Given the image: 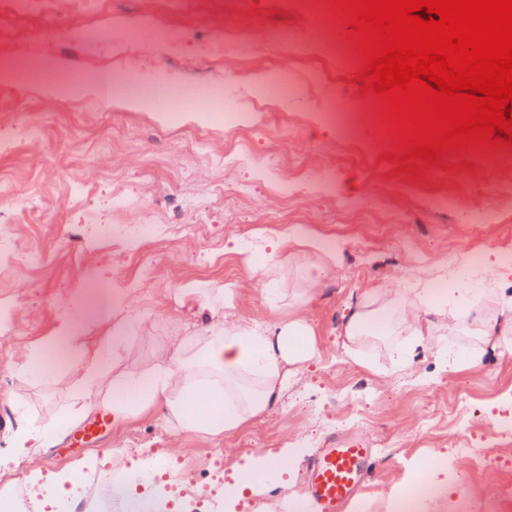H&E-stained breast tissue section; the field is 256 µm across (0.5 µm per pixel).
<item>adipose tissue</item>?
<instances>
[{
    "label": "adipose tissue",
    "instance_id": "1",
    "mask_svg": "<svg viewBox=\"0 0 512 512\" xmlns=\"http://www.w3.org/2000/svg\"><path fill=\"white\" fill-rule=\"evenodd\" d=\"M282 239L289 247L315 254L316 259L304 264L298 277L264 279L259 293L270 306L282 301L301 306L314 298L332 273L335 257L303 228H292ZM457 292L466 298L465 307L434 303L427 280L364 290L356 306L342 317L345 352L366 358L377 343L384 347L392 366L404 370L421 347L449 358L452 336H474L482 354L506 348L512 314L506 311L505 297L494 288L476 292L466 280L459 282ZM80 329L79 319L64 316L52 338L53 350L34 349L21 365V373L37 375L40 360L53 361L58 351H73ZM120 335L116 327L100 337L92 358L82 366L78 414L108 408L113 423L122 424L159 406L173 426L211 437L228 435L265 412L282 396L289 376L318 352L315 333L302 318L266 325L228 313L222 321L210 324L205 335L181 341L173 351L156 355L153 363L120 371L116 368ZM144 382L150 386L146 395L113 402V392ZM57 438L55 429L19 424L13 436V460L0 463V479L13 477L15 462L23 460L29 449L51 447ZM299 458L300 451L294 447L276 453L256 449L239 480L229 488V497L254 488L257 476L269 469L294 470Z\"/></svg>",
    "mask_w": 512,
    "mask_h": 512
}]
</instances>
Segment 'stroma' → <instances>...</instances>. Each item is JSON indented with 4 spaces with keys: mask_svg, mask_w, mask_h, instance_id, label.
Wrapping results in <instances>:
<instances>
[{
    "mask_svg": "<svg viewBox=\"0 0 512 512\" xmlns=\"http://www.w3.org/2000/svg\"><path fill=\"white\" fill-rule=\"evenodd\" d=\"M41 25H28L18 52L43 59L35 72L14 65L0 77V123L16 132L15 147L0 150V195L13 202L18 247L11 267L0 266V312L12 311L16 333L0 338V448L19 422L67 428L53 447L32 451L24 475L51 486L62 472L76 479L121 463H136L150 449L172 461L168 481L179 484L184 464L208 469L207 486L224 512H264V494L230 502L226 490L253 449L271 452L296 442L302 465L278 485L281 499L305 498L307 460L328 436L347 434L373 450L361 495L378 496L408 467L443 456L458 468L456 498L464 512H512L493 500L512 483V445L496 435V422L512 415V350L473 348L447 366L431 350L410 368L391 369L383 352L371 364L349 357L339 319L359 292L408 274L439 273L453 258L512 245V164L492 150L446 157L416 177L385 161L389 140L372 97L355 79L357 53L344 29H327L321 16L299 11L294 0H40ZM293 33L295 48L257 53L269 37ZM231 40L258 64L286 71L293 91H279L267 114L246 133L251 156L229 166L210 163L196 141L222 151L224 128L209 107L134 109L91 86L82 95L54 99L49 86L94 75L117 78L123 92L142 94L162 79L165 91L182 90L186 61L198 75L221 81L224 62L201 50ZM337 102L350 116L344 130L326 123L322 109ZM279 163L267 165V151ZM53 157L54 168L42 165ZM157 224H188L192 232L149 248L113 227L133 224L140 208ZM300 225L336 252V267L308 305L263 304L259 282L275 231ZM152 252L155 268L142 276L138 258ZM107 282L119 298L109 322L86 317L79 348L50 378L19 375L25 354L47 346L60 319L92 304ZM232 297H225V285ZM210 289L209 300L196 291ZM273 324L294 316L314 329L318 355L299 366L283 397L241 430L209 437L174 429L154 411L123 427L106 425L94 437L81 432L100 411L76 417V367L99 336L127 324L125 357L147 362L171 349L176 337L201 334L212 313ZM484 448L482 458L463 448Z\"/></svg>",
    "mask_w": 512,
    "mask_h": 512,
    "instance_id": "1",
    "label": "stroma"
}]
</instances>
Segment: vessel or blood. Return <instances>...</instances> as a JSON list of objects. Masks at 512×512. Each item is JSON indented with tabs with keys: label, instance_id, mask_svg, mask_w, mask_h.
<instances>
[{
	"label": "vessel or blood",
	"instance_id": "vessel-or-blood-1",
	"mask_svg": "<svg viewBox=\"0 0 512 512\" xmlns=\"http://www.w3.org/2000/svg\"><path fill=\"white\" fill-rule=\"evenodd\" d=\"M372 458L366 443L330 439L313 459L306 487L317 512H339L360 485Z\"/></svg>",
	"mask_w": 512,
	"mask_h": 512
}]
</instances>
